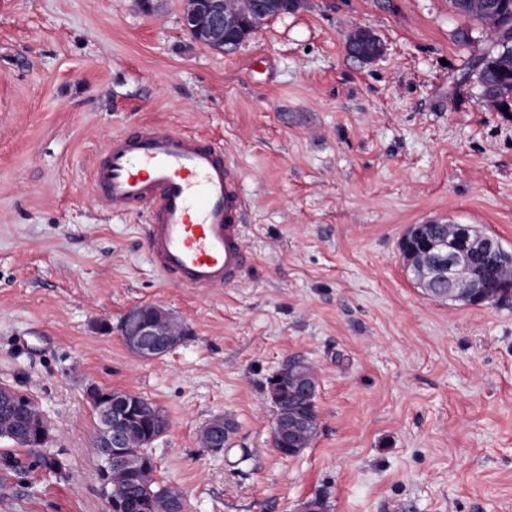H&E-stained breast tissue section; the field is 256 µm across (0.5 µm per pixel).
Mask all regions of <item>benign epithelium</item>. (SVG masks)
I'll return each instance as SVG.
<instances>
[{
  "label": "benign epithelium",
  "instance_id": "1",
  "mask_svg": "<svg viewBox=\"0 0 512 512\" xmlns=\"http://www.w3.org/2000/svg\"><path fill=\"white\" fill-rule=\"evenodd\" d=\"M303 0H183L182 25L195 40L210 48L230 53L251 37L269 18L299 9ZM347 53L360 61L373 62L384 54L381 39L368 29H358L345 39ZM432 225L416 224L405 236L402 258L416 270L419 283L435 284L434 295L448 302L473 306L487 303L492 295L489 278L504 254L503 245L469 224H446L443 235L431 238ZM127 348L142 359L159 358L179 345L185 331L161 307L137 306L127 310L119 326ZM307 364L301 356L283 363L270 378L268 398L276 402L281 392L305 398L310 395V378L299 375ZM90 399L97 418L95 448L104 462L102 474L136 475L149 467V460L131 451L135 444L128 437L130 426L147 420L152 428L166 430L165 412L155 404L134 403L128 393L94 388ZM0 414L17 422L20 438L44 444L49 429L41 414L28 422L26 406L15 391L0 388ZM200 443L205 448L224 447V421L215 419L204 428Z\"/></svg>",
  "mask_w": 512,
  "mask_h": 512
}]
</instances>
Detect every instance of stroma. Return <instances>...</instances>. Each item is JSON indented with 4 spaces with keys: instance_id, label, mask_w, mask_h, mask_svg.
I'll use <instances>...</instances> for the list:
<instances>
[{
    "instance_id": "1",
    "label": "stroma",
    "mask_w": 512,
    "mask_h": 512,
    "mask_svg": "<svg viewBox=\"0 0 512 512\" xmlns=\"http://www.w3.org/2000/svg\"><path fill=\"white\" fill-rule=\"evenodd\" d=\"M182 12L0 0V387L41 411L62 463L0 465V512H107L94 387L165 410L153 478L185 512H512V297L448 306L399 250L446 220L512 251V111L480 93L484 26L448 0H305L222 53ZM359 27L385 46L373 63L345 50ZM135 124L227 151L254 257L238 286H165L139 217L96 202L92 157ZM144 305L186 330L152 360L118 331ZM293 355L319 370L320 427L286 457L267 387ZM217 417L232 430L212 451ZM230 422L224 423L223 419H215L204 428L200 443L204 448H223L224 429L230 431Z\"/></svg>"
}]
</instances>
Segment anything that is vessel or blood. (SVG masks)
<instances>
[{
	"label": "vessel or blood",
	"mask_w": 512,
	"mask_h": 512,
	"mask_svg": "<svg viewBox=\"0 0 512 512\" xmlns=\"http://www.w3.org/2000/svg\"><path fill=\"white\" fill-rule=\"evenodd\" d=\"M98 204L142 214L141 237L166 284L208 293L249 265L239 176L212 140L174 127L116 132L92 169Z\"/></svg>",
	"instance_id": "1"
}]
</instances>
